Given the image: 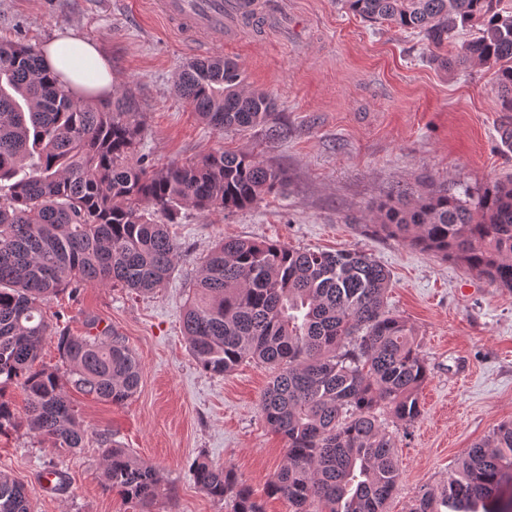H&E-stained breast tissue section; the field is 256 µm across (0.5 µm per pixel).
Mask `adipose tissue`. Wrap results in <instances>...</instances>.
I'll return each instance as SVG.
<instances>
[{
	"instance_id": "ef3b65f1",
	"label": "adipose tissue",
	"mask_w": 512,
	"mask_h": 512,
	"mask_svg": "<svg viewBox=\"0 0 512 512\" xmlns=\"http://www.w3.org/2000/svg\"><path fill=\"white\" fill-rule=\"evenodd\" d=\"M43 66L79 98L93 94L106 95L112 90V68L98 44L89 40L77 28L57 34L42 49ZM92 61L96 68L94 79H86L78 67L80 60Z\"/></svg>"
}]
</instances>
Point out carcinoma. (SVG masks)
<instances>
[{"label": "carcinoma", "instance_id": "carcinoma-1", "mask_svg": "<svg viewBox=\"0 0 512 512\" xmlns=\"http://www.w3.org/2000/svg\"><path fill=\"white\" fill-rule=\"evenodd\" d=\"M339 2L434 49L471 31L455 56L432 60L493 71L500 111L512 112V0ZM244 86L238 64L213 57L184 67L174 92L222 133L263 125L276 110L269 94ZM144 125L132 93L78 101L43 70L40 48L0 42V432L21 422L59 451L85 447L87 432L59 369L36 366L48 338L57 339L77 391L119 405L140 387L141 363L124 337L58 331L45 301L86 283L149 294L175 269L179 247L167 224L181 209L239 210L288 185L284 169L250 152L215 151L153 169L134 164ZM375 212L381 231L512 290L511 176L414 202L399 191ZM389 284L388 272L357 250L226 237L184 309L189 352L203 370L225 376L246 358L278 369L259 406L286 441L268 492L292 512L315 503L318 512H384L400 478L392 437L375 411L385 405L398 420L415 422L429 369L411 329L386 308ZM14 382L28 396L20 422L5 397ZM99 444L104 486L149 512L160 492L155 469L106 430ZM192 474L211 498H231L234 512H261L232 468L203 458ZM507 484L512 423L473 444L448 484L424 492L412 512H512L495 507ZM0 512H32L26 487L3 472Z\"/></svg>", "mask_w": 512, "mask_h": 512}]
</instances>
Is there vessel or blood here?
<instances>
[{"label":"vessel or blood","mask_w":512,"mask_h":512,"mask_svg":"<svg viewBox=\"0 0 512 512\" xmlns=\"http://www.w3.org/2000/svg\"><path fill=\"white\" fill-rule=\"evenodd\" d=\"M157 7L192 47L223 34L225 23H255L262 17L260 0H158Z\"/></svg>","instance_id":"1"}]
</instances>
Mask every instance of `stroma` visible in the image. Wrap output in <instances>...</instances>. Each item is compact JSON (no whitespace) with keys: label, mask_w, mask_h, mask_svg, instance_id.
<instances>
[{"label":"stroma","mask_w":512,"mask_h":512,"mask_svg":"<svg viewBox=\"0 0 512 512\" xmlns=\"http://www.w3.org/2000/svg\"><path fill=\"white\" fill-rule=\"evenodd\" d=\"M150 2L0 0V39L40 47L78 27L110 60L114 93L137 97L146 119L138 155L147 164L246 151L284 167L288 190L242 210L182 209L170 227L178 263L153 294L88 285L51 298L49 319L76 336L93 324L120 334L143 369L123 404L72 393L81 420L92 436L111 429L118 445L156 469L152 512H233L232 500L214 501L195 484L200 456L232 467L263 512H290L268 492L285 455L259 408L270 369L246 361L226 376L202 370L188 350L184 305L227 236L361 250L389 272L388 307L407 322L429 368L414 423L377 411L401 472L385 512H411L474 443L512 422V290L387 236L373 207L400 191L415 200L512 175L492 73L476 64L442 68L417 36L364 20L338 0H272L262 24L230 27L209 48L239 63L248 89L271 94L283 134L263 126L219 133L176 96V76L192 56ZM48 467L65 474L63 488L42 490ZM0 471L27 488L33 512H140L102 485L93 440L65 454L25 428L8 429L0 432Z\"/></svg>","instance_id":"1"}]
</instances>
